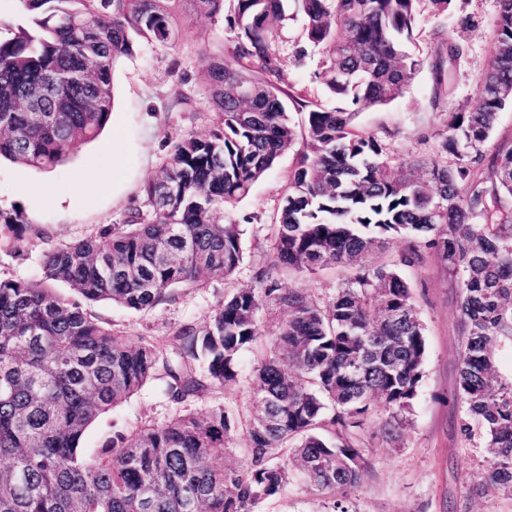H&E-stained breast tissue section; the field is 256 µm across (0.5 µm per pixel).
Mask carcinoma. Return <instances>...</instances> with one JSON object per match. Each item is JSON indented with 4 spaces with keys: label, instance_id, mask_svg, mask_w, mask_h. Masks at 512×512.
<instances>
[{
    "label": "carcinoma",
    "instance_id": "carcinoma-1",
    "mask_svg": "<svg viewBox=\"0 0 512 512\" xmlns=\"http://www.w3.org/2000/svg\"><path fill=\"white\" fill-rule=\"evenodd\" d=\"M15 2L23 22L0 21V158L50 170L104 130L112 72L135 43L174 45L184 0ZM190 2L206 19L224 13V0ZM286 2L237 0L227 19L233 47L207 75L219 122L171 146L142 189L150 217L137 210L119 227L49 250L39 280H0V512H258L295 468L323 490L357 487L367 466L357 429L381 404L384 433L393 434L417 395L426 341L398 269L429 251L459 289V433L469 441L482 432L487 483L512 494V380L495 364L496 347L512 340V144L484 149L512 102V0H499L479 107L448 123L442 151L452 162L417 161L414 174L387 162L352 122L354 107L401 97L424 65L412 50L419 0H295L324 56L318 82L344 106L293 101L309 108L307 140L274 225L270 268L225 297L204 326L161 339L134 341L84 308L107 301L143 311L236 271L243 230L226 221V208L296 141L272 40ZM439 44L450 66L465 54L449 35ZM0 224L21 241L20 214L0 212ZM397 239L404 247L393 266L368 261ZM336 265L353 274L323 303L275 276ZM265 300L287 320L274 354L255 368L246 463L226 469L214 451L233 440L240 414L191 406L207 387L236 380L241 352L262 336ZM159 372L183 413L117 432L83 455L87 428Z\"/></svg>",
    "mask_w": 512,
    "mask_h": 512
}]
</instances>
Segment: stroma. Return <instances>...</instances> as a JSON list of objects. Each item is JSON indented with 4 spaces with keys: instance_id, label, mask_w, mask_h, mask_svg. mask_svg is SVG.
<instances>
[{
    "instance_id": "1",
    "label": "stroma",
    "mask_w": 512,
    "mask_h": 512,
    "mask_svg": "<svg viewBox=\"0 0 512 512\" xmlns=\"http://www.w3.org/2000/svg\"><path fill=\"white\" fill-rule=\"evenodd\" d=\"M235 5L236 0H224L223 16L213 20L197 17L191 5H183L182 35L173 47L139 44L113 72L115 105L104 131L94 141L78 144L65 164L44 171L0 160V211L24 218L20 253L0 246V280L39 279L43 255L50 247L124 224L132 210L149 211L142 188L166 165L171 143L190 133L208 132L218 123L205 74L212 58L233 46L226 18L233 15ZM498 12L499 0H449L440 12L430 0H421L417 48L433 55L439 35L449 34L467 52L451 75L424 63L403 96L384 106L360 108L356 129L374 136L391 164L439 159L451 113L477 107L479 79L494 53ZM275 46L281 87L334 107L316 81L321 50L307 41L305 18L296 6H289ZM297 160V150L283 153L250 193L230 207L232 218L245 231L243 258L231 277L211 276L200 287L178 291L174 301L149 311L131 312L98 302L88 304V312L133 339L166 336L186 323L203 326L226 296L253 284L256 272L270 262L275 252L273 226ZM44 181L67 188L69 199L61 203L49 193L40 198L24 193V186ZM401 274L413 286L424 326L423 376L396 438H387L382 430L387 411L372 409L360 434L369 466L343 505L348 512H512L511 495L484 487L487 453L482 438L463 440L457 428L462 415L457 398L461 335L453 277L433 255ZM351 275L350 267L338 265L314 272L285 271L278 280L281 287L301 288L324 299ZM258 318L262 336L243 352L236 382L208 391L197 400V408L221 403L246 412L254 369L271 352L286 313L266 304ZM181 411L168 394L166 378L158 377L103 414L85 432L80 446L85 455H94L113 431L160 424ZM333 504L332 495L296 472L279 495L260 504L259 512H331Z\"/></svg>"
}]
</instances>
